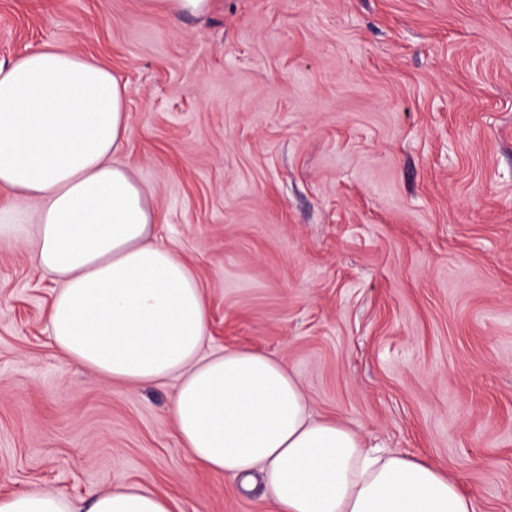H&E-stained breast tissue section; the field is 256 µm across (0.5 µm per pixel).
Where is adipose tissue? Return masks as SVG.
Masks as SVG:
<instances>
[{
    "mask_svg": "<svg viewBox=\"0 0 512 512\" xmlns=\"http://www.w3.org/2000/svg\"><path fill=\"white\" fill-rule=\"evenodd\" d=\"M128 88L94 59L44 45L0 63V239H31L59 287L46 314L62 358L132 388L177 379L171 423L205 470L251 483L269 512H477L433 461L314 418L299 378L251 349L205 352L210 307L157 234L150 189L118 153ZM142 483L78 505L52 490L0 497V512H178Z\"/></svg>",
    "mask_w": 512,
    "mask_h": 512,
    "instance_id": "ef3b65f1",
    "label": "adipose tissue"
}]
</instances>
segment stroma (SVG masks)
<instances>
[{
	"label": "stroma",
	"instance_id": "obj_1",
	"mask_svg": "<svg viewBox=\"0 0 512 512\" xmlns=\"http://www.w3.org/2000/svg\"><path fill=\"white\" fill-rule=\"evenodd\" d=\"M46 44L126 82L119 158L208 298L206 350L278 358L316 416L512 512V0H0V61ZM54 289L0 240V495L126 481L268 512L196 468L175 381L60 358ZM148 8L161 6L174 17L203 16L212 6L213 0H142Z\"/></svg>",
	"mask_w": 512,
	"mask_h": 512
}]
</instances>
